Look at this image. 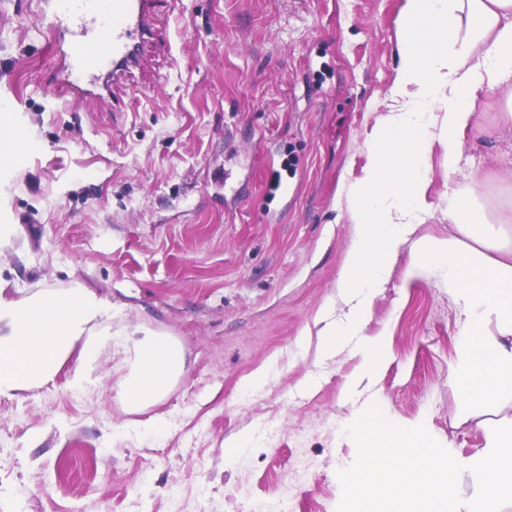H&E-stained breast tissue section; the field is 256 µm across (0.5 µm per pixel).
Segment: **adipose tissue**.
I'll return each instance as SVG.
<instances>
[{
	"instance_id": "obj_1",
	"label": "adipose tissue",
	"mask_w": 512,
	"mask_h": 512,
	"mask_svg": "<svg viewBox=\"0 0 512 512\" xmlns=\"http://www.w3.org/2000/svg\"><path fill=\"white\" fill-rule=\"evenodd\" d=\"M398 37L400 66L388 111L369 140L364 175L349 189L350 220L359 230L339 288L351 315L337 322L334 303L325 304L319 354L331 359L348 337H359L370 298L388 279L391 257L417 225L433 217L431 157L438 147L443 174L452 182L444 216L470 244L424 243L406 276L439 272L448 282L459 311L448 383L465 405L512 402V230L488 219L476 182L454 183L464 140L476 128L478 107L488 94L506 96L501 123L512 128V0H401ZM393 141L402 151L390 149ZM405 154L414 171L401 179L397 170ZM105 347L125 371L119 394L132 410L162 399L185 368L182 347L168 337L142 326L113 334L111 302L90 289L76 284L32 291L0 280V398L49 384L68 362L72 383L86 386ZM358 348L363 375L373 376L385 337L360 339Z\"/></svg>"
}]
</instances>
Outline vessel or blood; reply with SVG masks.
<instances>
[{
    "instance_id": "vessel-or-blood-1",
    "label": "vessel or blood",
    "mask_w": 512,
    "mask_h": 512,
    "mask_svg": "<svg viewBox=\"0 0 512 512\" xmlns=\"http://www.w3.org/2000/svg\"><path fill=\"white\" fill-rule=\"evenodd\" d=\"M165 0H53L48 26L57 36L59 70L50 83L73 101L106 91L141 61L157 36Z\"/></svg>"
}]
</instances>
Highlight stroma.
<instances>
[{
	"label": "stroma",
	"mask_w": 512,
	"mask_h": 512,
	"mask_svg": "<svg viewBox=\"0 0 512 512\" xmlns=\"http://www.w3.org/2000/svg\"><path fill=\"white\" fill-rule=\"evenodd\" d=\"M400 0H177L139 69L112 93L67 102L48 0H0V106L32 148L0 163V279L20 288L80 283L112 303L113 331L176 338L186 367L165 399L136 413L109 352L93 385L68 369L0 399V512H337L340 469L357 454L345 428L370 400L424 421L453 457L485 444L500 410L462 405L448 384L458 311L442 278L406 282L418 241L457 237L442 212L393 258L362 333L388 340L382 365L321 360L317 335L351 224L348 190L397 78ZM501 95L466 136L489 215L512 220V131ZM268 369L265 385L247 390ZM162 417L164 432L147 430ZM272 421L275 437L262 435ZM253 445L231 458L243 434Z\"/></svg>",
	"instance_id": "obj_1"
}]
</instances>
